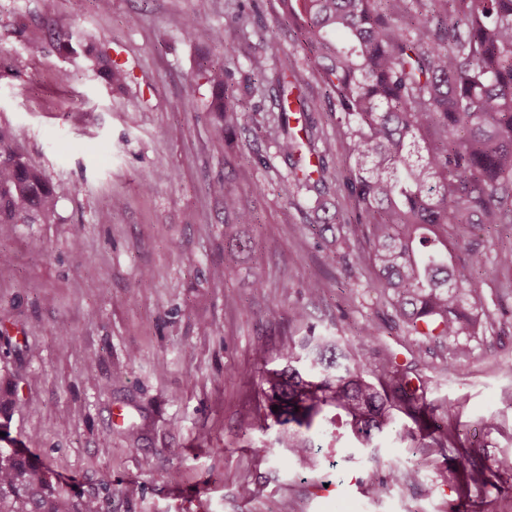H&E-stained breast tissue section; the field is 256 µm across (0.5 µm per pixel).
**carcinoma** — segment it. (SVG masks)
<instances>
[{
    "instance_id": "cac0c4a2",
    "label": "carcinoma",
    "mask_w": 512,
    "mask_h": 512,
    "mask_svg": "<svg viewBox=\"0 0 512 512\" xmlns=\"http://www.w3.org/2000/svg\"><path fill=\"white\" fill-rule=\"evenodd\" d=\"M298 26L336 100L350 174L344 182L357 211L347 233L367 242L357 263L371 268L405 322L425 339L456 341L492 326L481 304L485 253L466 243L467 224H512V0H434L415 12L410 0H281ZM227 70L206 69L211 111L233 123L224 106ZM290 56L274 81L280 89L278 152L299 174L296 185L316 190L327 168L300 164L319 136L290 128L293 105L304 100ZM15 133L0 125V225L40 224L54 211L53 189L40 169L13 149ZM256 222L237 194L224 191V222ZM377 328L367 323L350 349L326 336H307L301 353L282 355L281 368L258 370L263 420L279 427L264 448L282 466L318 465L314 436L344 441L345 460L376 458L394 412L439 446L458 435L433 427L419 404L410 371L393 360L382 369L365 356ZM278 411H273V406ZM460 452L454 489L492 484ZM0 512H109L98 496L74 499L47 467L0 448Z\"/></svg>"
}]
</instances>
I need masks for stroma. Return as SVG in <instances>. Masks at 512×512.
Here are the masks:
<instances>
[{
  "mask_svg": "<svg viewBox=\"0 0 512 512\" xmlns=\"http://www.w3.org/2000/svg\"><path fill=\"white\" fill-rule=\"evenodd\" d=\"M0 0V124L40 168L56 208L42 224L0 232V419L11 445L45 464L70 494L111 496L112 512H512V472L459 497L454 448L394 435L376 460L341 461L319 437L320 466L280 467L261 448L256 368L280 367L289 344L317 335L345 345L377 324L374 365L409 368L442 427L476 441L496 469L512 458V270L482 273L493 327L449 368L448 340L399 316L373 271L343 189L345 144L320 70L277 0ZM43 44L31 55L29 43ZM121 54L123 87L91 55ZM292 56L314 122L336 148L322 194L297 190L277 154V87ZM264 60L267 77L251 70ZM222 63L240 118L223 127L196 77ZM255 214L250 248L225 234L224 191ZM229 269L225 278L216 273ZM324 288L311 295L307 285ZM307 319L292 322V308ZM417 481H397L394 467ZM382 483L386 492L368 494Z\"/></svg>",
  "mask_w": 512,
  "mask_h": 512,
  "instance_id": "stroma-1",
  "label": "stroma"
}]
</instances>
